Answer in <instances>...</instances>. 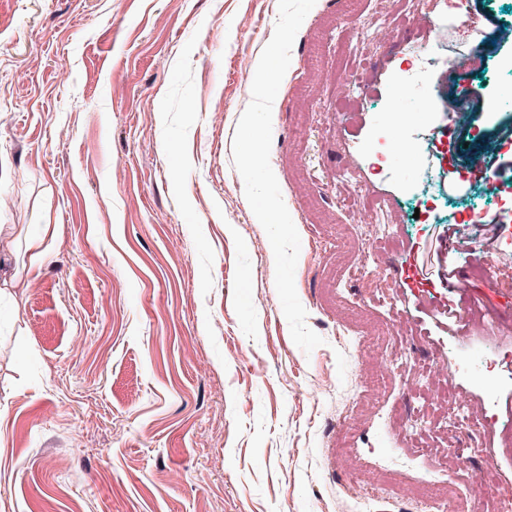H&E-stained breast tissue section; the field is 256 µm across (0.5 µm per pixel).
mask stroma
Instances as JSON below:
<instances>
[{
	"instance_id": "obj_1",
	"label": "stroma",
	"mask_w": 512,
	"mask_h": 512,
	"mask_svg": "<svg viewBox=\"0 0 512 512\" xmlns=\"http://www.w3.org/2000/svg\"><path fill=\"white\" fill-rule=\"evenodd\" d=\"M446 2L316 0L296 34L270 164L300 236L296 292L323 339L307 353L232 155L251 101L240 75L278 0H0V253L26 265L28 232L59 227L40 271L0 295V512H353L347 488L378 473L442 487L446 454L459 488L419 512H493L467 485L512 477V366L485 360L512 335L448 307L512 318V138L495 184L464 174L459 135L512 126V0H469L506 22L490 48L449 25ZM423 46L459 55L455 86L434 66L398 85ZM344 76L363 87L355 116ZM474 88L481 119H449L448 94ZM399 109L415 152L377 168ZM367 198L389 207L367 213ZM471 211L498 225L492 291L463 257L479 243ZM358 263L394 275L378 286ZM399 328L414 338L406 400L386 365L352 375L364 355L389 359ZM454 402L499 421L481 437L497 473L470 456ZM352 405L357 422L337 430Z\"/></svg>"
}]
</instances>
